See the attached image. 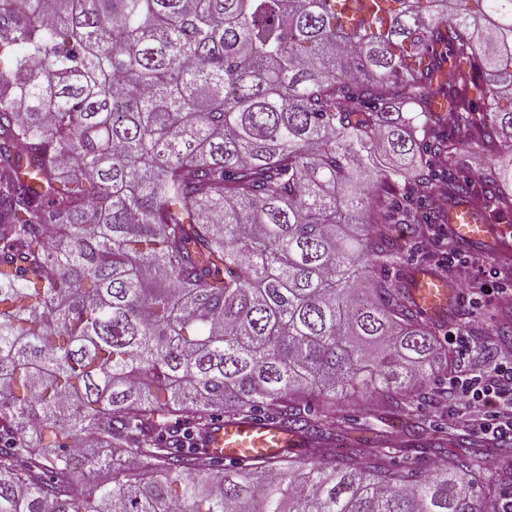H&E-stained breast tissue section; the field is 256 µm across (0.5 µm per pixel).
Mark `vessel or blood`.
<instances>
[{
  "mask_svg": "<svg viewBox=\"0 0 512 512\" xmlns=\"http://www.w3.org/2000/svg\"><path fill=\"white\" fill-rule=\"evenodd\" d=\"M448 236L464 249L506 244L512 242V226L476 221L472 207L462 203L448 215ZM411 293L424 314L433 318L446 317L453 305L446 281L426 270L415 272ZM302 445L298 437L265 421L224 418L211 423L198 440L203 452L230 463L247 462L258 456L270 458L280 449Z\"/></svg>",
  "mask_w": 512,
  "mask_h": 512,
  "instance_id": "vessel-or-blood-1",
  "label": "vessel or blood"
}]
</instances>
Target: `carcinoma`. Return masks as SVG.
Here are the masks:
<instances>
[{
  "label": "carcinoma",
  "mask_w": 512,
  "mask_h": 512,
  "mask_svg": "<svg viewBox=\"0 0 512 512\" xmlns=\"http://www.w3.org/2000/svg\"><path fill=\"white\" fill-rule=\"evenodd\" d=\"M376 2L0 0V512H488L414 419L453 361L383 225L512 212V0ZM350 388L444 465L332 454ZM216 408L306 457L177 449ZM490 165V159L477 148H465L457 154V168L460 173L484 172Z\"/></svg>",
  "instance_id": "obj_1"
}]
</instances>
